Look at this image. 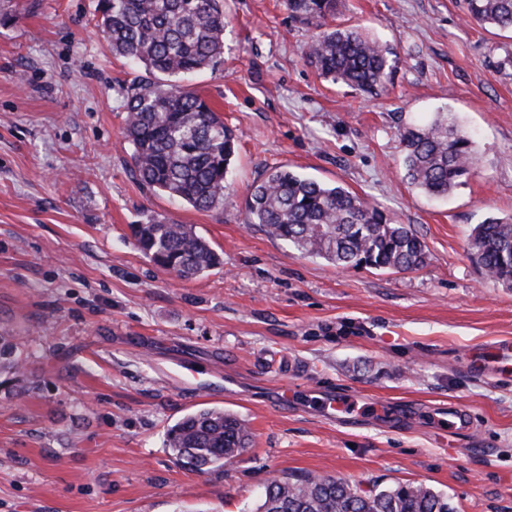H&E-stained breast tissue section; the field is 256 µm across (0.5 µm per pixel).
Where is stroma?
<instances>
[{
    "label": "stroma",
    "mask_w": 512,
    "mask_h": 512,
    "mask_svg": "<svg viewBox=\"0 0 512 512\" xmlns=\"http://www.w3.org/2000/svg\"><path fill=\"white\" fill-rule=\"evenodd\" d=\"M0 1V329L25 361L0 375V512H252L269 481L305 474L512 512V380L466 368L512 338V288L468 251L476 224L512 216V33L464 0H344L339 23L397 53L370 99L306 65L311 31L284 0H225L224 58L186 83L239 142L229 195L199 211L135 177L124 94L144 70L112 55L98 0ZM437 112L480 161L431 198L403 178L398 130ZM279 166L410 226L426 263L343 269L247 223L249 189ZM151 215L193 225L221 265L189 280L154 265L130 233ZM213 407L252 441L200 474L165 433Z\"/></svg>",
    "instance_id": "stroma-1"
}]
</instances>
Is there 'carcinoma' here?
Instances as JSON below:
<instances>
[{"mask_svg": "<svg viewBox=\"0 0 512 512\" xmlns=\"http://www.w3.org/2000/svg\"><path fill=\"white\" fill-rule=\"evenodd\" d=\"M471 21L512 32V0H466ZM103 37L112 53L142 65L126 87L125 138L137 179L201 211L224 203L238 135L182 80L224 55V0H99ZM291 17L313 28L304 60L317 74L372 97L391 83L397 55L388 44L336 23L343 0H285ZM405 178L425 195L443 196L475 170L473 137L446 112L400 132ZM248 223L303 255L342 268L411 271L427 250L416 232L393 224L340 185L286 168L266 173L245 202ZM134 245L182 279L221 265V257L186 224L150 217L131 225ZM469 254L486 275L512 288V217L476 225ZM24 368L11 334L0 333V372ZM245 421L221 409L187 415L168 429L165 447L200 474L246 451ZM253 512H454L448 497L424 484L357 485L330 477L275 479Z\"/></svg>", "mask_w": 512, "mask_h": 512, "instance_id": "cac0c4a2", "label": "carcinoma"}]
</instances>
